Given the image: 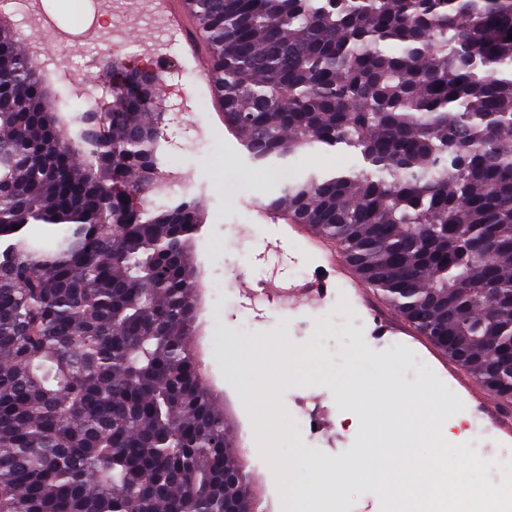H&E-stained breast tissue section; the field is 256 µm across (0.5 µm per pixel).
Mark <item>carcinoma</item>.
Here are the masks:
<instances>
[{
	"mask_svg": "<svg viewBox=\"0 0 512 512\" xmlns=\"http://www.w3.org/2000/svg\"><path fill=\"white\" fill-rule=\"evenodd\" d=\"M185 2L253 165L355 158L259 207L331 240L489 392L511 388L512 0ZM111 78L91 143L0 28V512L252 509L192 341L199 209L144 202L159 96L116 59Z\"/></svg>",
	"mask_w": 512,
	"mask_h": 512,
	"instance_id": "cac0c4a2",
	"label": "carcinoma"
}]
</instances>
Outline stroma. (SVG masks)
<instances>
[{
    "instance_id": "stroma-1",
    "label": "stroma",
    "mask_w": 512,
    "mask_h": 512,
    "mask_svg": "<svg viewBox=\"0 0 512 512\" xmlns=\"http://www.w3.org/2000/svg\"><path fill=\"white\" fill-rule=\"evenodd\" d=\"M38 2L52 26L29 27L23 13L13 9L0 11V20L32 59L52 57L46 79L65 100V114L104 110L112 95L100 85L116 52L92 40L96 23L88 18L89 4ZM62 30H76L80 36L62 47ZM170 37L177 47L166 57L158 51L160 35L149 21L128 23L132 50L161 67L160 159L179 166L193 180L187 195L203 214L194 260L203 281H218L221 288L201 296L195 344L210 385L224 401L229 433L251 476L260 512H280L289 486L315 483L312 460L330 461L340 470L359 465L369 447L385 451L394 446L396 426L381 392L368 398L340 394V386L353 378L366 383L383 375L399 393L434 397L447 416L443 431L457 444L467 440L465 417L483 415L498 430L497 448L512 457V402L492 395L415 329L375 335L374 315L404 321L386 296L372 287L360 288L355 268L309 225H290L253 209V197L273 195L282 182L310 169L348 167L352 156L312 152L276 169L253 166L225 127L208 82L200 77L207 62L202 45L188 44L177 27ZM81 64L88 85L97 89L94 96L64 91L58 81L68 67ZM181 76L189 86L179 99L172 86ZM200 105L205 120L198 127L189 115ZM336 265L343 274L336 279L334 296L295 297L288 305L278 304L279 288L303 287L313 273L331 274ZM254 348L262 350L269 372L296 365L298 375L271 392L262 378H244V371L253 367ZM374 486L371 480L339 479L341 512H381Z\"/></svg>"
}]
</instances>
